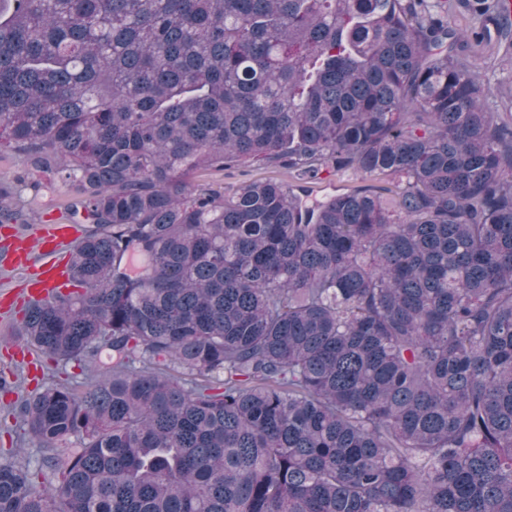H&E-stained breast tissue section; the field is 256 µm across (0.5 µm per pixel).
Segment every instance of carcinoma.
Listing matches in <instances>:
<instances>
[{
	"label": "carcinoma",
	"instance_id": "obj_1",
	"mask_svg": "<svg viewBox=\"0 0 512 512\" xmlns=\"http://www.w3.org/2000/svg\"><path fill=\"white\" fill-rule=\"evenodd\" d=\"M497 2L0 0V153L84 225L16 336L97 365L24 402L0 512H512ZM252 164L292 181L191 182ZM349 172L394 188L310 199ZM470 55L473 70L490 90L487 106L512 123V68L501 62L503 49L485 48Z\"/></svg>",
	"mask_w": 512,
	"mask_h": 512
}]
</instances>
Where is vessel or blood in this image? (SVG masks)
<instances>
[{
    "label": "vessel or blood",
    "instance_id": "vessel-or-blood-1",
    "mask_svg": "<svg viewBox=\"0 0 512 512\" xmlns=\"http://www.w3.org/2000/svg\"><path fill=\"white\" fill-rule=\"evenodd\" d=\"M75 239L74 229L65 224L24 234L15 231L7 236L1 244L8 256L5 268L24 275V301H46L56 289L69 286L67 266L61 256Z\"/></svg>",
    "mask_w": 512,
    "mask_h": 512
}]
</instances>
